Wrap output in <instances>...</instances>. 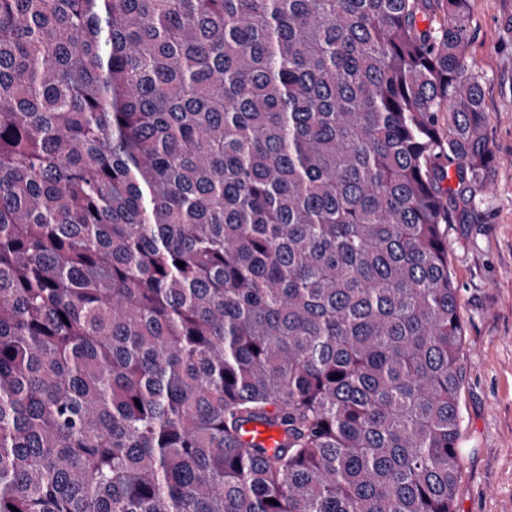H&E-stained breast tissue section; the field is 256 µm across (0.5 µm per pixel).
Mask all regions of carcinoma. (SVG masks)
<instances>
[{
    "label": "carcinoma",
    "instance_id": "obj_1",
    "mask_svg": "<svg viewBox=\"0 0 512 512\" xmlns=\"http://www.w3.org/2000/svg\"><path fill=\"white\" fill-rule=\"evenodd\" d=\"M443 2L0 0V512H456ZM244 440H254L262 443L267 448H274L283 440V433L277 427H270L260 423H252L246 426Z\"/></svg>",
    "mask_w": 512,
    "mask_h": 512
}]
</instances>
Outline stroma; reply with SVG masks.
<instances>
[{
    "instance_id": "stroma-1",
    "label": "stroma",
    "mask_w": 512,
    "mask_h": 512,
    "mask_svg": "<svg viewBox=\"0 0 512 512\" xmlns=\"http://www.w3.org/2000/svg\"><path fill=\"white\" fill-rule=\"evenodd\" d=\"M468 67L482 75L496 161L476 209L457 207L448 260L464 327L457 512H512V0H471Z\"/></svg>"
}]
</instances>
